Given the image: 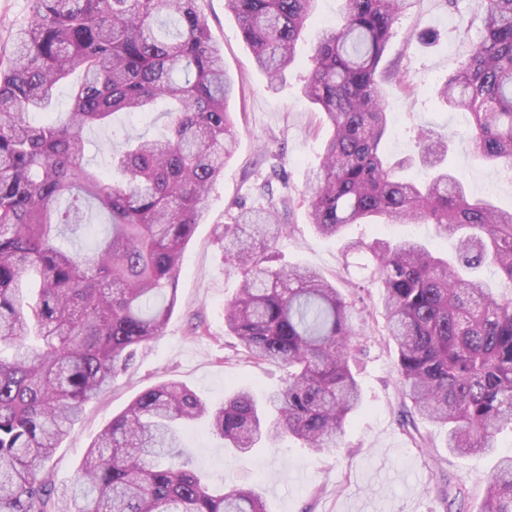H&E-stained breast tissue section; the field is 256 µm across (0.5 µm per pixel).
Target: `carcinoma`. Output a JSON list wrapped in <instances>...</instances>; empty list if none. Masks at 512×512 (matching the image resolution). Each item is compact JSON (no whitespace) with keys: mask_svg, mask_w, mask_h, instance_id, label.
I'll return each instance as SVG.
<instances>
[{"mask_svg":"<svg viewBox=\"0 0 512 512\" xmlns=\"http://www.w3.org/2000/svg\"><path fill=\"white\" fill-rule=\"evenodd\" d=\"M315 0H225L255 63L275 82ZM408 0H343L308 65L304 96L330 135L313 172L308 216L323 236L350 224H430L457 241L443 256L403 239L350 241L379 284L396 346L403 424L448 430V450L492 454L512 432V210L467 195L448 170V145L420 133L423 183L384 152L389 120L380 70ZM68 111L49 114L75 70ZM235 84L197 0H34L28 27L0 69V512H267L253 487L211 490L182 459L181 427L204 421L242 458L291 437L335 448L362 394L355 301L319 272L275 268L286 232L267 211H243L219 237L241 277L224 305L240 353L286 370L262 400L250 389L215 405L176 381L138 394L58 485L56 449L173 313L176 275L204 202L237 145ZM471 115L479 157L512 167V0H486L480 36L438 91ZM166 107V131L126 135L99 168L86 159L94 128L119 113ZM106 232L85 252L65 233L93 211ZM494 265L496 287L478 269ZM479 512H512V456L487 480Z\"/></svg>","mask_w":512,"mask_h":512,"instance_id":"1","label":"carcinoma"}]
</instances>
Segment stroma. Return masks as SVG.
Returning <instances> with one entry per match:
<instances>
[{"label":"stroma","mask_w":512,"mask_h":512,"mask_svg":"<svg viewBox=\"0 0 512 512\" xmlns=\"http://www.w3.org/2000/svg\"><path fill=\"white\" fill-rule=\"evenodd\" d=\"M458 4L454 10L447 0H409L396 20L383 64L406 74L409 83L385 85L390 118L385 149L393 160L409 161V174L418 178L419 132L451 134L448 165L469 194L512 210V181L506 179L504 167L477 159L468 135V114L449 109L435 95L468 52L467 42L453 33L459 14L479 19L485 0ZM341 6L342 0H318L297 44L294 66L273 89L256 67L224 0H198L236 83L228 108L239 145L225 163L184 250L177 303L162 335L138 351L103 396L87 403L49 464L56 481H71L88 446L112 416L159 381L181 382L211 402L222 401L242 385L260 396L281 384L284 370L238 354L236 339L224 327V304L235 294L240 278L225 269L218 235L240 207L273 211L279 223L291 225V232L273 247L277 265L311 267L347 294L360 278L356 256L345 253L347 240L403 235L431 240L427 224H354L344 236L325 237L309 222L305 197L310 173L321 162L326 131L302 87L316 38L335 23ZM32 8L33 0H0L1 66L7 65ZM360 295L353 325L363 350L357 369L363 404L345 423L338 447L315 452L291 440L256 449L251 459L240 460L196 424L186 432L187 456L212 483L255 485L269 512H478L495 456L449 453L446 428L428 421H418L410 432L401 428L397 357L387 341L379 290L369 287ZM445 486L456 492L454 504L441 495Z\"/></svg>","instance_id":"35a3bbf8"}]
</instances>
